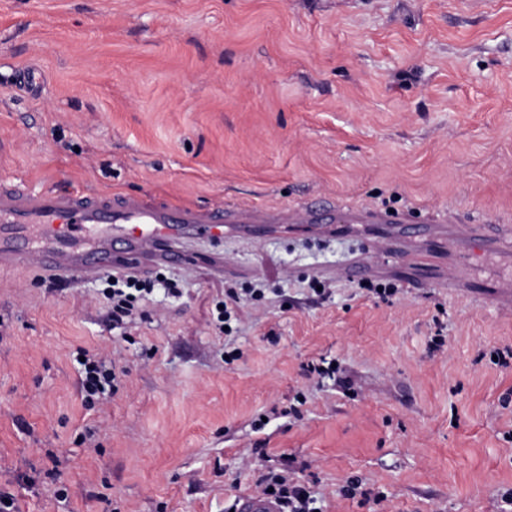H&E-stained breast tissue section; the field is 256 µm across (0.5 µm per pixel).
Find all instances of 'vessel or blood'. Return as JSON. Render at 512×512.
<instances>
[{
    "mask_svg": "<svg viewBox=\"0 0 512 512\" xmlns=\"http://www.w3.org/2000/svg\"><path fill=\"white\" fill-rule=\"evenodd\" d=\"M334 204H306L270 210L236 205L199 209L79 191H32L0 182V271L29 269L43 277L92 276L121 266L194 265L185 250L186 233L223 238L236 224H333ZM351 221L371 227L378 248L394 244L396 217L368 208L353 210ZM236 512H280L266 496L239 498Z\"/></svg>",
    "mask_w": 512,
    "mask_h": 512,
    "instance_id": "obj_1",
    "label": "vessel or blood"
}]
</instances>
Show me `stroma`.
<instances>
[{"label": "stroma", "mask_w": 512, "mask_h": 512, "mask_svg": "<svg viewBox=\"0 0 512 512\" xmlns=\"http://www.w3.org/2000/svg\"><path fill=\"white\" fill-rule=\"evenodd\" d=\"M198 208L404 217L368 281L353 231L198 242L112 326L97 277L0 273V490L16 512H231L274 470L323 512H512V0H0V180ZM330 283L323 298L311 281ZM239 331L215 326L228 285ZM261 288L255 299L250 289ZM443 345H436V334ZM114 360L85 406L80 351ZM337 361L336 379L307 373ZM356 479L361 493L342 489Z\"/></svg>", "instance_id": "obj_1"}]
</instances>
